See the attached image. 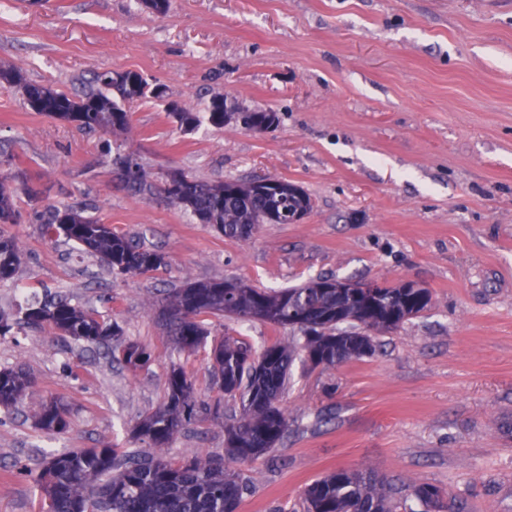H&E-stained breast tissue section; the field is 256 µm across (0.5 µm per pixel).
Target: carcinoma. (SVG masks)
Masks as SVG:
<instances>
[{"label":"carcinoma","mask_w":512,"mask_h":512,"mask_svg":"<svg viewBox=\"0 0 512 512\" xmlns=\"http://www.w3.org/2000/svg\"><path fill=\"white\" fill-rule=\"evenodd\" d=\"M96 88L81 95L56 90L49 84L29 82L23 71L0 63V85L17 87L28 106L52 119L73 123L81 129L117 134L129 125L126 105L155 97L153 84L137 71L97 72ZM170 114L180 128L194 131L201 118L214 127L237 121L236 113L224 111V95H213L204 113L177 105ZM136 173L128 186L143 192L152 188L148 174L133 162ZM16 189L0 179V224H16ZM159 193L170 203L190 211L202 224L211 225L226 237L245 240L258 224H291L294 217L312 209L309 195L285 180H227L204 182L183 173L166 176ZM33 220L48 235L67 240L95 254L110 270L120 274H146L166 264L160 252L112 231L74 208L35 209ZM20 256L16 241L0 231V281L13 278ZM335 277H316L299 286L261 289L229 280L190 283L168 294L167 325L179 352H193L207 345L210 332L204 317L231 315L245 322L257 310L266 322L292 327L302 317L313 323L303 327V336L293 345L274 343L257 350L232 336L213 339L212 369L224 395L239 399L240 412L224 424V454L196 453L179 466L164 457L103 446L52 454L36 477L48 500V512H235L243 495L252 489L250 479L229 464L250 463L282 440L288 418L279 401L290 377L297 352L315 366L334 367L376 350V335L397 329L428 308L427 288L405 284L379 288L371 300H352L336 287ZM48 325L58 333L84 344L105 347L112 358L136 371L152 360L148 347L127 343L116 350L112 339L121 335L118 323H108L99 314L62 298H45L10 318L0 312V336L21 326ZM31 377L21 369H0V406H17L32 388ZM211 407L194 395L192 382L177 363L167 375V399L156 411L141 419L136 437L152 447H166L183 423ZM35 424L45 431L67 427L64 412L54 403L45 404ZM447 492L429 484L415 485L407 495L372 470L338 469L314 480L305 490V512H414L407 505L414 498L423 512H442Z\"/></svg>","instance_id":"cac0c4a2"}]
</instances>
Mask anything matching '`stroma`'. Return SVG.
<instances>
[{
  "label": "stroma",
  "instance_id": "35a3bbf8",
  "mask_svg": "<svg viewBox=\"0 0 512 512\" xmlns=\"http://www.w3.org/2000/svg\"><path fill=\"white\" fill-rule=\"evenodd\" d=\"M0 62L65 93L96 71L134 70L164 100L129 106L111 137L33 112L0 87V166L20 221L5 225L22 263L0 282V310L52 294L117 321L122 342L153 352L131 371L51 327L0 337V367L35 385L0 408V512H47L33 479L46 456L148 450L139 420L167 398L178 363L214 414L186 424L162 454L180 465L224 451L225 397L206 349L176 352L160 317L170 289L238 280L286 288L318 276L432 292L428 308L379 335L373 355L324 368L297 355L281 404L283 440L245 464L256 480L238 512H304L303 492L338 469L448 492L445 512H512V0H0ZM221 94L274 111L272 131L202 123L183 133L167 103L199 112ZM160 183L271 178L302 187L313 208L294 224L228 238L155 192H133L116 158ZM72 207L163 253L165 268L112 273L34 207ZM212 335L253 346L291 329L207 316ZM57 402L68 426L34 423Z\"/></svg>",
  "mask_w": 512,
  "mask_h": 512
}]
</instances>
